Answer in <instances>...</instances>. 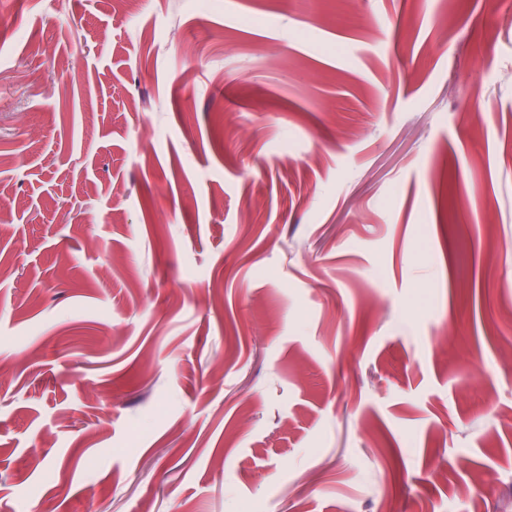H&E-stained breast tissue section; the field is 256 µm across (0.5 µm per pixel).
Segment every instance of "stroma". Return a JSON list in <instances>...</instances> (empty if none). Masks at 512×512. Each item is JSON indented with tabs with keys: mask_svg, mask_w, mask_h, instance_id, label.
<instances>
[{
	"mask_svg": "<svg viewBox=\"0 0 512 512\" xmlns=\"http://www.w3.org/2000/svg\"><path fill=\"white\" fill-rule=\"evenodd\" d=\"M444 8L0 0V512H512V0Z\"/></svg>",
	"mask_w": 512,
	"mask_h": 512,
	"instance_id": "35a3bbf8",
	"label": "stroma"
}]
</instances>
